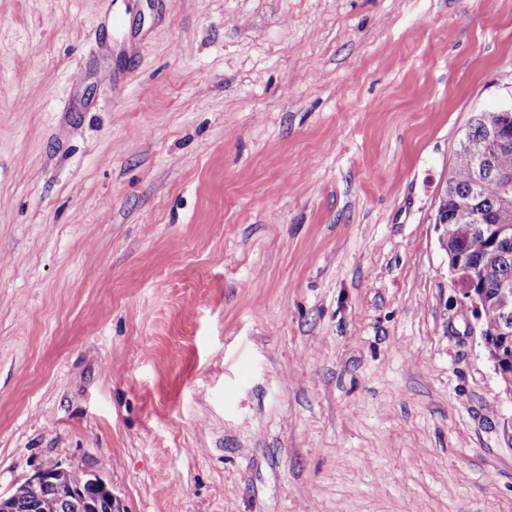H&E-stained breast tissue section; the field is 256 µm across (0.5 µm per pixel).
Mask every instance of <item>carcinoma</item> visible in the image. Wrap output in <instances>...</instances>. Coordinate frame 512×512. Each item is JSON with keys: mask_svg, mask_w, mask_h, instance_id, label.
Listing matches in <instances>:
<instances>
[{"mask_svg": "<svg viewBox=\"0 0 512 512\" xmlns=\"http://www.w3.org/2000/svg\"><path fill=\"white\" fill-rule=\"evenodd\" d=\"M499 122L497 111H486L474 120L456 153L455 161L448 170V181L439 197L437 212L448 216V242L451 248L463 256L458 282L465 289H474L481 295L482 330L489 352L500 360V379L512 381V319L506 320L495 300L498 287L504 281L512 283V248L506 250L493 239L488 224L471 221V207L486 210L493 216V224L512 226V208H502L498 203L501 188L485 183L475 190L461 186L454 181V173L471 167L490 149L486 128ZM496 166L512 173V142L499 147L494 155ZM44 498L40 508L27 506L25 487L17 485L12 512H112L109 501L102 497L94 508L77 500L68 508L55 506V488L49 485L43 489Z\"/></svg>", "mask_w": 512, "mask_h": 512, "instance_id": "obj_1", "label": "carcinoma"}]
</instances>
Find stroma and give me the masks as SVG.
Segmentation results:
<instances>
[{
	"mask_svg": "<svg viewBox=\"0 0 512 512\" xmlns=\"http://www.w3.org/2000/svg\"><path fill=\"white\" fill-rule=\"evenodd\" d=\"M512 0H0V492L512 512L434 218ZM68 467L57 465L55 467L42 468L27 478L23 484L16 486L17 492L15 495L14 506L10 512H112V506L107 499L112 502V489L107 485L104 479L93 480L88 484L87 488L76 490L75 486L84 487L88 481L90 471L85 469H73L70 473V482L68 480ZM51 484L43 489L44 498L40 503L39 509H31L27 506V495L25 488L30 493V497L36 500L39 496L41 488ZM55 485L58 490V495L61 501H71L76 497L82 496L84 503H90L94 499L97 501L95 508L86 510V505L80 500H76L69 508H57L55 506ZM104 496L98 500V497ZM107 499H106V498Z\"/></svg>",
	"mask_w": 512,
	"mask_h": 512,
	"instance_id": "1",
	"label": "stroma"
}]
</instances>
